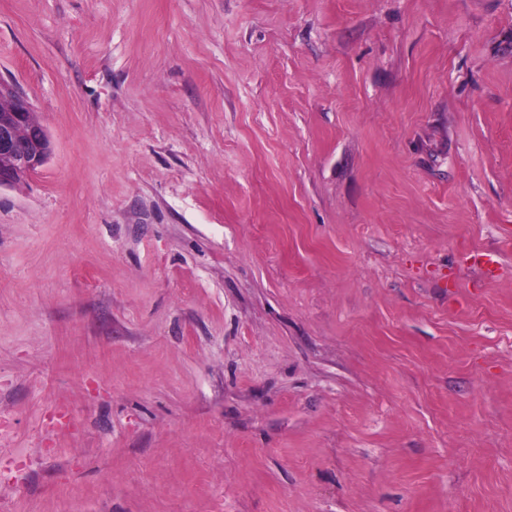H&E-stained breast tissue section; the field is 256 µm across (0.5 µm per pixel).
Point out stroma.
<instances>
[{
  "instance_id": "obj_1",
  "label": "stroma",
  "mask_w": 512,
  "mask_h": 512,
  "mask_svg": "<svg viewBox=\"0 0 512 512\" xmlns=\"http://www.w3.org/2000/svg\"><path fill=\"white\" fill-rule=\"evenodd\" d=\"M0 79V512H512V0H0ZM0 186L16 184L46 163L45 128L31 104L9 83L0 81Z\"/></svg>"
}]
</instances>
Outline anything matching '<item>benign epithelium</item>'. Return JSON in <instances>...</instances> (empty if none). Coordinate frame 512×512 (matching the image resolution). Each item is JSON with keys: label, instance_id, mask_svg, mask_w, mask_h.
<instances>
[{"label": "benign epithelium", "instance_id": "1", "mask_svg": "<svg viewBox=\"0 0 512 512\" xmlns=\"http://www.w3.org/2000/svg\"><path fill=\"white\" fill-rule=\"evenodd\" d=\"M45 128L31 104L0 81V186L23 181L46 163Z\"/></svg>", "mask_w": 512, "mask_h": 512}]
</instances>
